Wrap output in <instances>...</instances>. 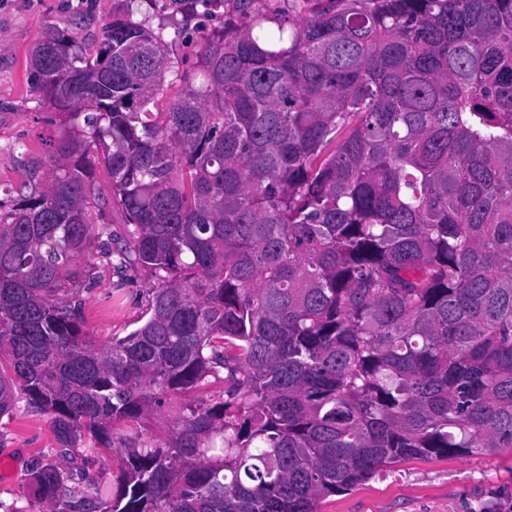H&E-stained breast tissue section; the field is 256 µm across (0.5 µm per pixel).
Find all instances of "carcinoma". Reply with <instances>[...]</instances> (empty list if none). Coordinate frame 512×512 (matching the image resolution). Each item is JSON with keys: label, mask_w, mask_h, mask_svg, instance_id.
Here are the masks:
<instances>
[{"label": "carcinoma", "mask_w": 512, "mask_h": 512, "mask_svg": "<svg viewBox=\"0 0 512 512\" xmlns=\"http://www.w3.org/2000/svg\"><path fill=\"white\" fill-rule=\"evenodd\" d=\"M177 36L123 14L32 52L59 124L0 204V418L51 415L40 512H318L403 460L512 448V0H232L198 85ZM96 250L157 277L104 346L56 299ZM81 442L121 444L115 490L70 489Z\"/></svg>", "instance_id": "carcinoma-1"}]
</instances>
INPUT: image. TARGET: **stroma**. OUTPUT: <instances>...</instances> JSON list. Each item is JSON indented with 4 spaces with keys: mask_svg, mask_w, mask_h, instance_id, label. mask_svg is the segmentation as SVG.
Wrapping results in <instances>:
<instances>
[{
    "mask_svg": "<svg viewBox=\"0 0 512 512\" xmlns=\"http://www.w3.org/2000/svg\"><path fill=\"white\" fill-rule=\"evenodd\" d=\"M132 11L152 26L180 32L174 46L180 72L195 75L199 50L224 23V6L212 17L186 15L182 0H0V201L10 202L27 179L29 161L49 167L47 142L56 133L53 109L31 85L33 48L47 30L67 31L97 45L113 15ZM94 284L74 294L84 330L96 344L125 336L147 318L154 274L123 272L96 261ZM58 443L47 414L18 403L0 418V504L14 512H37L22 477L36 462L54 459ZM512 512V448L490 455L451 454L405 460L351 491L321 500L319 512H476L479 504Z\"/></svg>",
    "mask_w": 512,
    "mask_h": 512,
    "instance_id": "1",
    "label": "stroma"
}]
</instances>
